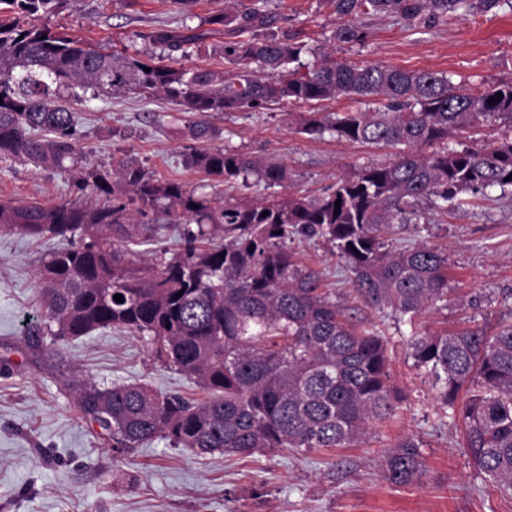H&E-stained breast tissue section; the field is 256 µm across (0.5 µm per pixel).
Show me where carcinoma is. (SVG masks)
Segmentation results:
<instances>
[{
	"instance_id": "obj_1",
	"label": "carcinoma",
	"mask_w": 512,
	"mask_h": 512,
	"mask_svg": "<svg viewBox=\"0 0 512 512\" xmlns=\"http://www.w3.org/2000/svg\"><path fill=\"white\" fill-rule=\"evenodd\" d=\"M70 0H0V161L65 168L74 189L105 196L109 204L81 208L0 203V229L31 238H80L54 251L37 270L47 335L64 340L97 330L149 338L154 357L214 398L194 402L157 393L142 383L98 388L76 382L85 420L120 459L157 440L196 454L251 456L293 448L312 452L348 448L401 401L391 360L380 336L351 321L318 271L288 249L298 235L323 240L354 275L363 302L400 321L415 322L428 307L448 309V253L423 242L391 250L390 225L418 219L420 204L446 213L462 192L512 187V139L479 148L445 146L425 153L453 132L488 121L512 125V79L466 90L445 74L338 61L322 53L312 65L306 44L269 28L265 0L245 11L215 15L209 23L250 33L222 46L233 71L147 62L127 51L102 52L37 24ZM341 20L334 38L363 43L367 32L355 15H398L430 24L465 15L469 0H326ZM205 34L186 25L152 32V44L182 52ZM257 65L262 74L250 69ZM93 90L108 96L152 91L202 119L187 126L200 143L189 166L239 196L217 202L181 182L160 181L122 162L112 171L85 165L79 118L62 103ZM382 101L374 112H311L300 132L341 140L401 146L385 164L340 177L331 191L309 198L290 191L283 163L206 147L204 118L218 112H261L271 104ZM497 97L499 101L489 102ZM265 195L247 194L250 178ZM340 211H335V206ZM175 225L180 248L143 266L132 259L143 235ZM120 294L123 301L114 296ZM408 358L438 388L441 405L456 410L461 449L501 493L512 496V326L493 335L481 329L422 333L408 341ZM416 438L387 452L390 482H418L425 463Z\"/></svg>"
}]
</instances>
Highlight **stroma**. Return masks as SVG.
<instances>
[{"instance_id": "1", "label": "stroma", "mask_w": 512, "mask_h": 512, "mask_svg": "<svg viewBox=\"0 0 512 512\" xmlns=\"http://www.w3.org/2000/svg\"><path fill=\"white\" fill-rule=\"evenodd\" d=\"M225 0H193L179 13L172 0H71L41 25L91 46L161 57L149 41L163 25H187L207 34L183 58L185 67L225 69L221 47L241 32L213 29L210 17ZM276 34H288L336 60L378 63L406 71L452 75L456 86L477 89L512 78V11L450 15L430 25H410L392 16H358L364 43H340L339 20L325 0H270ZM350 100L271 105L261 112L228 111L209 116L211 146L274 158L288 167L292 188L318 197L339 177L361 166L386 163L391 148L302 134L311 112H344ZM80 144L87 164L112 170L128 161L159 180H177L210 197L224 185L188 166L184 125L196 114L151 93L106 98L86 93L77 107ZM445 215L426 212L417 224L389 235L390 248L424 241L448 253L459 302L449 310L427 309L415 324L397 322L361 300L340 260L321 240L305 236L288 247L319 271L351 320L384 337L394 382L404 400L396 414L374 427L361 445L302 453L283 448L248 457L197 455L158 440L116 460L83 418L74 380L97 387L141 382L160 393L192 401L207 392L155 360L146 337L114 330L56 341L41 330L42 308L35 272L60 248L0 231V512H512L460 448L459 422L441 408L430 377L407 358L414 333L479 328L493 334L512 325V194L488 190L460 194ZM95 208L93 191L74 192L71 176L18 160L0 162V203ZM422 441L426 474L419 483L396 485L385 477L386 452L400 439Z\"/></svg>"}]
</instances>
